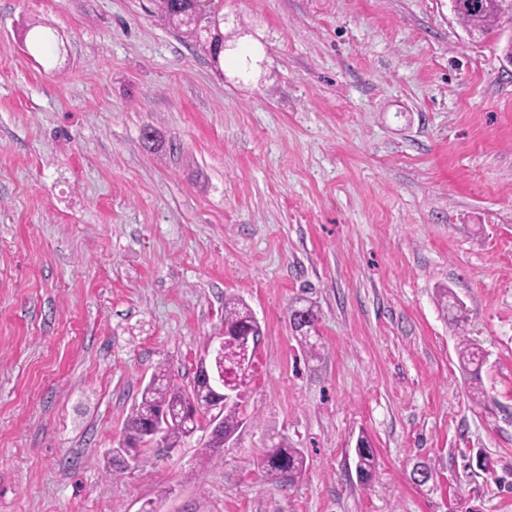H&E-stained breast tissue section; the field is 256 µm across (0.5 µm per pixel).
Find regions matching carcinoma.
<instances>
[{
	"mask_svg": "<svg viewBox=\"0 0 512 512\" xmlns=\"http://www.w3.org/2000/svg\"><path fill=\"white\" fill-rule=\"evenodd\" d=\"M173 0H151L153 10L151 14L165 24L178 30H184L188 37L196 39L208 53L212 63L219 67L224 57V32L221 30L222 17L213 7L214 0H185L186 9L195 16V23L187 24L181 12L172 6ZM477 0H451L454 14L467 26L480 31L491 29L498 23L501 16L499 11H490L486 4L490 0H482L479 9L471 8ZM290 312L304 320L305 343L309 353L318 351L317 343L310 341L311 331L315 330L317 314L310 303L299 306H290ZM252 312L240 299L229 296L224 299V328L234 330L245 327L250 321ZM459 360L463 370L472 378H477L482 367L483 357L467 341L463 340L459 346ZM157 380L155 386H145L141 392L140 400L133 405L125 424V434L120 443L121 454L127 459L141 462L140 443L143 438L139 431L144 422L153 416L157 410L166 408L169 418L165 424L164 440L167 447L174 448L180 441L193 435V431L180 416V408L186 401L189 391L172 382L166 371L161 370L153 376ZM243 424L240 414V405L229 404L224 406L223 425L224 433L234 434ZM366 447L361 449L358 457L357 472L360 481L370 480L375 468V455L373 449L368 447V439H363ZM306 457L301 449L288 443L282 438L273 447L267 449L258 467L266 479L281 486H293L306 471Z\"/></svg>",
	"mask_w": 512,
	"mask_h": 512,
	"instance_id": "1",
	"label": "carcinoma"
}]
</instances>
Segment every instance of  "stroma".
Segmentation results:
<instances>
[{
  "instance_id": "35a3bbf8",
  "label": "stroma",
  "mask_w": 512,
  "mask_h": 512,
  "mask_svg": "<svg viewBox=\"0 0 512 512\" xmlns=\"http://www.w3.org/2000/svg\"><path fill=\"white\" fill-rule=\"evenodd\" d=\"M146 4L0 0V512H512V18L216 0L217 69ZM228 296L262 329L233 441L208 464L204 432L147 441L113 474L142 389L190 385ZM283 437L292 487L257 467ZM305 302L306 304H301V302ZM296 303H299L301 305H291L290 306V314L294 313V316L301 317L305 322L304 324H301L299 328L304 326L305 331H301L302 333H305L306 335H302V338L305 339V343L308 345L309 353L316 354L318 351L317 343L316 342H310V338L312 337L311 331L315 333V322L317 319V314L314 310V307L311 303H308L304 299H299V301H296ZM459 360L463 370L475 380L481 371L483 357L466 340H462L459 346Z\"/></svg>"
}]
</instances>
